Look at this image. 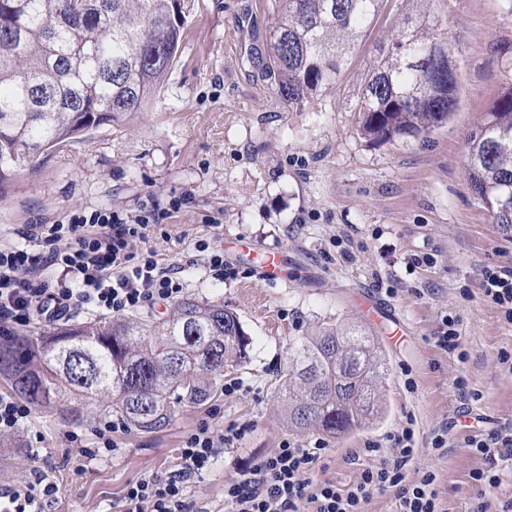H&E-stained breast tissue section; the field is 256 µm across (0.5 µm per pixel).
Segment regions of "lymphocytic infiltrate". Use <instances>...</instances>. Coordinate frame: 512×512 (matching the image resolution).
Returning <instances> with one entry per match:
<instances>
[{
	"label": "lymphocytic infiltrate",
	"mask_w": 512,
	"mask_h": 512,
	"mask_svg": "<svg viewBox=\"0 0 512 512\" xmlns=\"http://www.w3.org/2000/svg\"><path fill=\"white\" fill-rule=\"evenodd\" d=\"M183 203L179 197L165 208L154 204L131 218L105 209L74 212L64 223L26 225L22 243L0 245V333L37 315L49 322L80 309L121 315L180 299L184 283L176 270L154 251H135L134 244ZM480 288L512 324V267L485 268ZM249 429L244 423L219 433L201 423L184 441L174 470L128 486L125 512H188L189 483L212 467L220 448L234 447ZM391 440L388 449L365 448L378 463L360 469L345 488L316 475L327 452L324 440H284L225 481L224 505L228 512H364L375 491L390 489L396 512H442L435 473L408 474L417 453L413 414H406ZM468 445L484 459L471 472L472 483L496 489L500 464H512V420L471 436ZM58 493L52 477L37 469L31 480L0 488V512H45Z\"/></svg>",
	"instance_id": "f902f5d3"
}]
</instances>
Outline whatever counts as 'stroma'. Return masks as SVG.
<instances>
[{"instance_id": "obj_1", "label": "stroma", "mask_w": 512, "mask_h": 512, "mask_svg": "<svg viewBox=\"0 0 512 512\" xmlns=\"http://www.w3.org/2000/svg\"><path fill=\"white\" fill-rule=\"evenodd\" d=\"M506 0H383L333 87L291 105L266 65L271 0H189L177 57L160 94L143 111L96 128L21 168L0 194V242H18L36 220L109 208L138 213L152 201L190 195L149 247L174 266L185 295L233 310L253 340L247 364L225 376L201 406H176L164 429L116 433L115 451L89 460L107 420L95 399L59 400L33 408L18 432L0 439V485L27 480L40 466L59 486L49 512H124L129 484L172 469L204 419L215 430L252 428L236 449L222 451L188 490L190 512H224V483L282 440L318 438L289 428L278 376L297 340L328 323L367 325L386 357L387 411L373 427L328 439L321 478L351 484L370 465L362 448L389 446L406 413L417 421L419 453L410 476L437 475L444 512H487L512 497V470L483 494L470 473L481 461L468 436L512 419V373L499 363L512 350V325L484 300L481 273L512 267V238L502 235L467 180L466 139L503 87L512 82V16ZM440 21L456 62L458 103L447 124L427 137L376 144L360 133L355 107L381 47L405 18ZM284 251L287 283L261 282L238 258V238ZM237 268L219 281L204 260L213 250ZM352 259H345V252ZM429 263L410 266V258ZM394 280L397 291L378 288ZM366 291L399 317L407 333L391 342L367 324L358 303ZM459 320V351L437 343L444 316ZM465 376L473 399L453 388ZM413 387H406V379ZM241 383L225 395L226 384ZM452 424L446 450L430 434ZM360 453L358 464L348 461Z\"/></svg>"}]
</instances>
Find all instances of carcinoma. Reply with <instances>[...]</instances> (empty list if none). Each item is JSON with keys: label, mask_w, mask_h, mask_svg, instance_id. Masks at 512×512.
Masks as SVG:
<instances>
[{"label": "carcinoma", "mask_w": 512, "mask_h": 512, "mask_svg": "<svg viewBox=\"0 0 512 512\" xmlns=\"http://www.w3.org/2000/svg\"><path fill=\"white\" fill-rule=\"evenodd\" d=\"M0 191L22 165L141 111L179 49L186 0H0ZM382 0H273L270 66L290 104L336 82ZM447 38L405 24L376 60L356 111L375 143L418 137L448 120L457 82L438 86ZM471 189L512 237V84L467 138ZM252 339L217 302L186 297L160 325L134 313L51 325L0 342V377L31 404L93 396L140 431L166 427L179 403L201 405L249 359ZM383 352L366 328L328 324L293 346L280 388L288 424L346 438L385 406Z\"/></svg>", "instance_id": "carcinoma-1"}]
</instances>
